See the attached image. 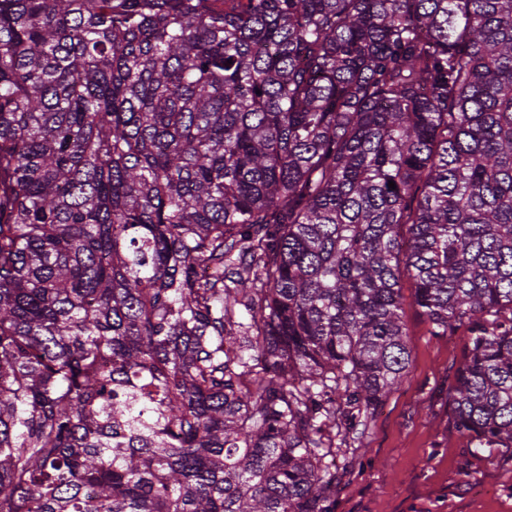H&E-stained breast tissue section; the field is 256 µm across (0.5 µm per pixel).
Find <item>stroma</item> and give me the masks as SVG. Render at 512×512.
I'll use <instances>...</instances> for the list:
<instances>
[{
    "mask_svg": "<svg viewBox=\"0 0 512 512\" xmlns=\"http://www.w3.org/2000/svg\"><path fill=\"white\" fill-rule=\"evenodd\" d=\"M404 320L411 373L369 419L334 512H512V457L471 452L440 392L462 359L464 334L431 336L409 305Z\"/></svg>",
    "mask_w": 512,
    "mask_h": 512,
    "instance_id": "1",
    "label": "stroma"
}]
</instances>
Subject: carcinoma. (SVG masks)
Masks as SVG:
<instances>
[{
	"instance_id": "1",
	"label": "carcinoma",
	"mask_w": 512,
	"mask_h": 512,
	"mask_svg": "<svg viewBox=\"0 0 512 512\" xmlns=\"http://www.w3.org/2000/svg\"><path fill=\"white\" fill-rule=\"evenodd\" d=\"M404 275L511 452L512 0H0V512H332Z\"/></svg>"
}]
</instances>
